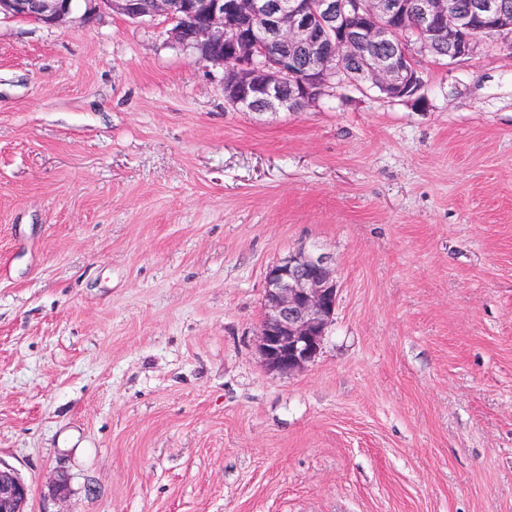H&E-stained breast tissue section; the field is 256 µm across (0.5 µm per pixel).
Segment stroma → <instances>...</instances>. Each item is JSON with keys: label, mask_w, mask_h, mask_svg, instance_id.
Returning a JSON list of instances; mask_svg holds the SVG:
<instances>
[{"label": "stroma", "mask_w": 512, "mask_h": 512, "mask_svg": "<svg viewBox=\"0 0 512 512\" xmlns=\"http://www.w3.org/2000/svg\"><path fill=\"white\" fill-rule=\"evenodd\" d=\"M161 20L0 18V464L26 512H512V48L256 114ZM329 255L314 362L268 269ZM338 290L333 261L323 253H291L268 269L260 350L270 368L293 372L316 359Z\"/></svg>", "instance_id": "1"}]
</instances>
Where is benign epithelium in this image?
<instances>
[{"instance_id": "benign-epithelium-1", "label": "benign epithelium", "mask_w": 512, "mask_h": 512, "mask_svg": "<svg viewBox=\"0 0 512 512\" xmlns=\"http://www.w3.org/2000/svg\"><path fill=\"white\" fill-rule=\"evenodd\" d=\"M128 20L163 18L174 42L198 62L224 69V97L245 112L299 111L335 85L380 89L392 100L421 98L424 87L405 36L426 50L448 42L450 64L482 40L512 48V4L470 0H97ZM73 0H0V16L49 27L66 24ZM390 46L356 58L366 46ZM303 56L306 64L297 65ZM339 285L330 256L295 252L268 269L260 350L267 365L293 372L319 355ZM29 484L0 465V512H25Z\"/></svg>"}]
</instances>
